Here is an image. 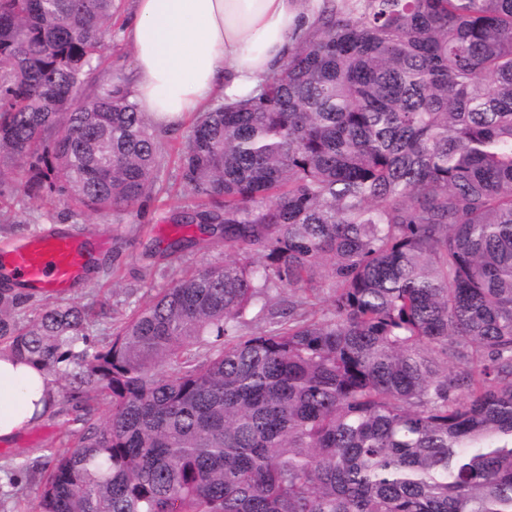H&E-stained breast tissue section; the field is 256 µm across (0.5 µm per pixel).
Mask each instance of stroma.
<instances>
[{"label":"stroma","mask_w":512,"mask_h":512,"mask_svg":"<svg viewBox=\"0 0 512 512\" xmlns=\"http://www.w3.org/2000/svg\"><path fill=\"white\" fill-rule=\"evenodd\" d=\"M132 10L133 0H117L112 17V38L104 59L107 73L127 81L133 75L134 55L123 30ZM189 131V126L185 125L163 135L160 178L137 213L101 217L75 210L62 222L57 217L58 206L26 196L19 184H0V209L14 218L13 223L0 226V250L11 248L29 237L59 230L84 238L92 247L93 260L118 266L119 274L113 278L103 271H95L70 288L67 298L84 301L93 296L107 303L115 314H129L163 285L162 280L146 279V266L160 261L172 241L199 234L196 227L177 222L180 208L190 206L192 201L178 176L179 153ZM64 386L61 380L55 384L56 414L23 431L11 444H0V512H23L25 508L24 502L8 495L11 472L5 469V462L34 458L45 454L47 449L66 444L60 414L67 406Z\"/></svg>","instance_id":"35a3bbf8"}]
</instances>
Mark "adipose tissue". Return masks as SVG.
Returning a JSON list of instances; mask_svg holds the SVG:
<instances>
[{
  "label": "adipose tissue",
  "instance_id": "1",
  "mask_svg": "<svg viewBox=\"0 0 512 512\" xmlns=\"http://www.w3.org/2000/svg\"><path fill=\"white\" fill-rule=\"evenodd\" d=\"M321 0H136L124 34L132 45V97L170 131L215 100L252 93L314 23ZM42 367L0 352V443L51 412Z\"/></svg>",
  "mask_w": 512,
  "mask_h": 512
}]
</instances>
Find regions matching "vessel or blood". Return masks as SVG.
Instances as JSON below:
<instances>
[{
    "label": "vessel or blood",
    "instance_id": "1",
    "mask_svg": "<svg viewBox=\"0 0 512 512\" xmlns=\"http://www.w3.org/2000/svg\"><path fill=\"white\" fill-rule=\"evenodd\" d=\"M11 277L31 288L61 293L83 279L88 271L84 242L64 233L38 235L0 254Z\"/></svg>",
    "mask_w": 512,
    "mask_h": 512
}]
</instances>
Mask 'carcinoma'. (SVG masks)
<instances>
[{
    "instance_id": "obj_1",
    "label": "carcinoma",
    "mask_w": 512,
    "mask_h": 512,
    "mask_svg": "<svg viewBox=\"0 0 512 512\" xmlns=\"http://www.w3.org/2000/svg\"><path fill=\"white\" fill-rule=\"evenodd\" d=\"M114 9L0 0V181L96 215L160 168ZM179 177L224 260L150 271L109 342L0 285V350L72 403L76 446L11 466L32 512H512V0H323Z\"/></svg>"
}]
</instances>
